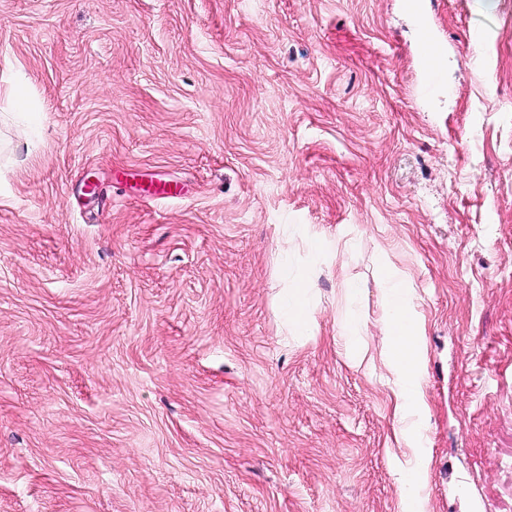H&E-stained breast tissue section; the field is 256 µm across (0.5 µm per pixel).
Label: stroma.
<instances>
[{"label": "stroma", "mask_w": 512, "mask_h": 512, "mask_svg": "<svg viewBox=\"0 0 512 512\" xmlns=\"http://www.w3.org/2000/svg\"><path fill=\"white\" fill-rule=\"evenodd\" d=\"M408 496L512 512V0H0V512ZM386 290L388 308L383 330L389 340V359L402 376V395L406 400L419 405L422 402V390L417 367L423 355V333L409 311L406 289L391 280ZM281 315L288 321L289 327L299 331H308L313 323L306 288L297 285L288 291V295L279 303Z\"/></svg>", "instance_id": "1"}]
</instances>
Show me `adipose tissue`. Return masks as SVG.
I'll return each mask as SVG.
<instances>
[{"label": "adipose tissue", "mask_w": 512, "mask_h": 512, "mask_svg": "<svg viewBox=\"0 0 512 512\" xmlns=\"http://www.w3.org/2000/svg\"><path fill=\"white\" fill-rule=\"evenodd\" d=\"M388 308L383 330L389 340V359L400 372L401 392L404 398L418 404L422 401L421 382L417 367L422 359V336L407 304V291L396 282L387 288Z\"/></svg>", "instance_id": "ef3b65f1"}]
</instances>
